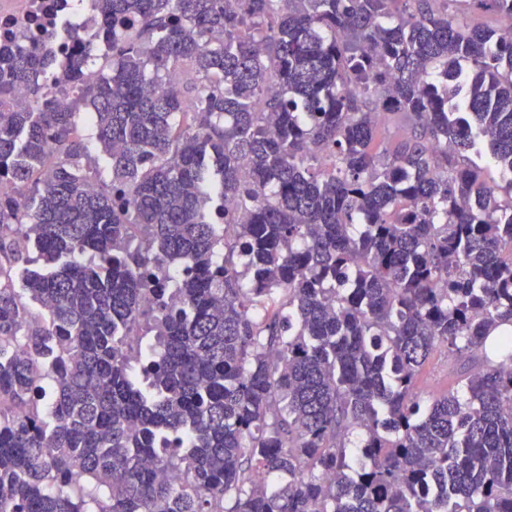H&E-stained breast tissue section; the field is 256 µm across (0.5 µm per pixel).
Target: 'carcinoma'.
<instances>
[{
  "instance_id": "obj_1",
  "label": "carcinoma",
  "mask_w": 512,
  "mask_h": 512,
  "mask_svg": "<svg viewBox=\"0 0 512 512\" xmlns=\"http://www.w3.org/2000/svg\"><path fill=\"white\" fill-rule=\"evenodd\" d=\"M487 3L512 16L96 0L91 86L90 50L0 46V512H512V29L468 20ZM52 84L71 101L39 107ZM440 347L457 387L424 403Z\"/></svg>"
}]
</instances>
